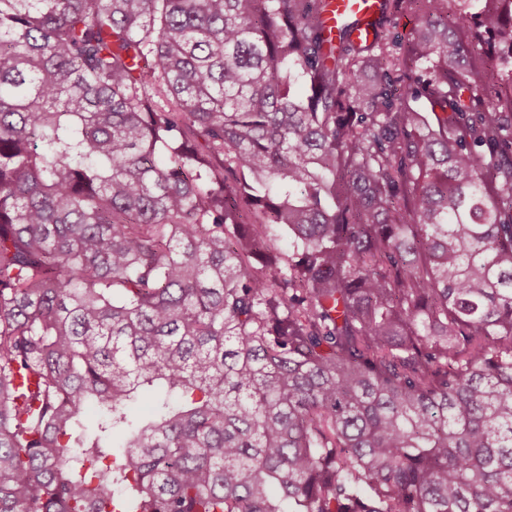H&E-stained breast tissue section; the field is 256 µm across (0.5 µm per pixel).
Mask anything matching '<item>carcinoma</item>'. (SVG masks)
Masks as SVG:
<instances>
[{
  "label": "carcinoma",
  "mask_w": 512,
  "mask_h": 512,
  "mask_svg": "<svg viewBox=\"0 0 512 512\" xmlns=\"http://www.w3.org/2000/svg\"><path fill=\"white\" fill-rule=\"evenodd\" d=\"M324 6L0 0V512H512V0ZM326 3L324 25L327 33L336 35L337 27L343 25L344 20L355 18L358 24L353 39L357 42L372 39V23L379 15L381 0H327Z\"/></svg>",
  "instance_id": "cac0c4a2"
}]
</instances>
